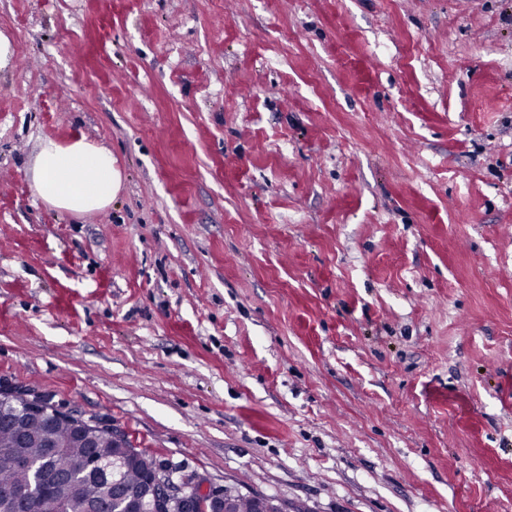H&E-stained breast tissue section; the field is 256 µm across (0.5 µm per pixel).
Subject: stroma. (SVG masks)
<instances>
[{
  "instance_id": "35a3bbf8",
  "label": "stroma",
  "mask_w": 512,
  "mask_h": 512,
  "mask_svg": "<svg viewBox=\"0 0 512 512\" xmlns=\"http://www.w3.org/2000/svg\"><path fill=\"white\" fill-rule=\"evenodd\" d=\"M0 382L288 512H512V0H0ZM123 172L51 209L42 137Z\"/></svg>"
}]
</instances>
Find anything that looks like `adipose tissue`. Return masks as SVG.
<instances>
[{
    "instance_id": "ef3b65f1",
    "label": "adipose tissue",
    "mask_w": 512,
    "mask_h": 512,
    "mask_svg": "<svg viewBox=\"0 0 512 512\" xmlns=\"http://www.w3.org/2000/svg\"><path fill=\"white\" fill-rule=\"evenodd\" d=\"M31 180L39 199L75 216L106 209L122 185L111 149L84 136L67 141L44 138Z\"/></svg>"
}]
</instances>
